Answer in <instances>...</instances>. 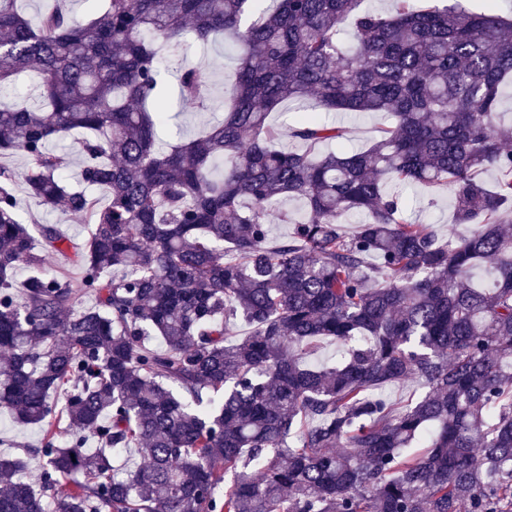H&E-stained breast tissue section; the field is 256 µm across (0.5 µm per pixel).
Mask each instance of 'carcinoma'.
<instances>
[{"label": "carcinoma", "instance_id": "1", "mask_svg": "<svg viewBox=\"0 0 512 512\" xmlns=\"http://www.w3.org/2000/svg\"><path fill=\"white\" fill-rule=\"evenodd\" d=\"M19 2L0 0V160L25 159L0 163V406L42 426L43 469L35 488L1 458L0 512H512V16L87 0L101 7L79 21L53 0L36 21ZM217 36L238 60L224 121L166 143L162 67L204 106L207 73L180 53ZM29 73L37 102L11 101ZM309 98L390 126L320 155L342 129L268 120ZM76 132L81 189L50 148ZM285 135L299 147L274 148ZM390 181L448 191V234ZM19 186L85 217L88 240L41 225L35 250ZM275 220L293 229L272 244ZM69 251L75 278L53 267ZM237 320L253 330L230 343ZM324 339L340 357L305 363ZM411 381L421 395L391 402ZM127 448L142 462L116 464Z\"/></svg>", "mask_w": 512, "mask_h": 512}]
</instances>
